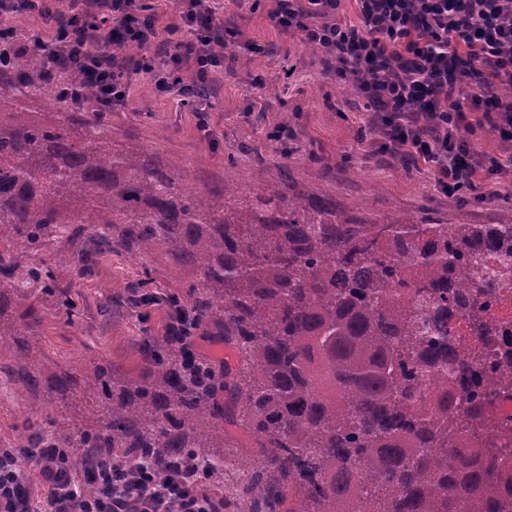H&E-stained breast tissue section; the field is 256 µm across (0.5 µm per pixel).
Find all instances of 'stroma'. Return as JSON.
Masks as SVG:
<instances>
[{
    "label": "stroma",
    "instance_id": "stroma-1",
    "mask_svg": "<svg viewBox=\"0 0 512 512\" xmlns=\"http://www.w3.org/2000/svg\"><path fill=\"white\" fill-rule=\"evenodd\" d=\"M274 7L275 0H221L219 17L239 36L224 50L206 111L182 104L177 95H158L149 80L137 77L126 105L110 116L114 136L133 135L180 158L197 188L228 182L252 194L263 183L290 197L336 205L359 224L405 217L425 224L512 221V188L495 193L481 178L477 191L451 198L435 187L429 166L408 169L379 153L365 100L326 73L319 51L275 25ZM89 248L85 238L65 235L31 256V263L50 270L60 295L29 285L16 310H33L37 318L33 341L45 373L65 372L80 381L106 363L139 377L141 350L147 343L163 345L169 310L158 303L134 308L123 297L147 276L159 295L184 293V274L163 249L142 258L116 249L96 255L93 274L81 277L73 259ZM11 362V353L0 350V451H13L28 470L33 463L20 447L28 417L37 415L50 428L81 407L46 392L32 408L21 383L5 371Z\"/></svg>",
    "mask_w": 512,
    "mask_h": 512
}]
</instances>
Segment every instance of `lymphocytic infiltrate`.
I'll use <instances>...</instances> for the list:
<instances>
[{
  "instance_id": "f902f5d3",
  "label": "lymphocytic infiltrate",
  "mask_w": 512,
  "mask_h": 512,
  "mask_svg": "<svg viewBox=\"0 0 512 512\" xmlns=\"http://www.w3.org/2000/svg\"><path fill=\"white\" fill-rule=\"evenodd\" d=\"M273 19L330 61L337 80L352 85L373 115L379 149L400 160L430 164L436 186L448 196L475 190L479 172L501 185L512 179V0H356L359 21L341 22V0H276ZM176 21L161 36L144 0H69L76 39H55L48 69L74 70L97 86L92 106H124L129 79L147 74L160 93L185 96L184 65L207 83L224 64L227 32L214 0H175ZM137 44V56L122 48ZM479 120H472V113ZM489 127L505 154L487 156L474 141ZM45 506L26 496L17 458L0 452V512H219L192 466L158 480L152 467L107 477L87 500L71 473L42 460Z\"/></svg>"
}]
</instances>
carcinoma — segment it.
<instances>
[{"label":"carcinoma","mask_w":512,"mask_h":512,"mask_svg":"<svg viewBox=\"0 0 512 512\" xmlns=\"http://www.w3.org/2000/svg\"><path fill=\"white\" fill-rule=\"evenodd\" d=\"M48 71L38 37L0 17V345L33 401L95 399L73 429L26 427L27 448H66L64 468L103 454L119 469L155 460L208 475L234 462L247 512H512V456L484 434L512 369L491 361L492 315L512 265V224H355L336 207L265 188L201 191L186 166L115 140L105 112ZM95 252L162 248L193 275L168 307L187 330L146 349L137 379L97 366L83 388L40 375L20 285L54 287L22 261L66 233ZM153 279L130 290L156 300ZM204 332L235 362L193 356ZM229 421L263 449L254 463Z\"/></svg>","instance_id":"cac0c4a2"}]
</instances>
